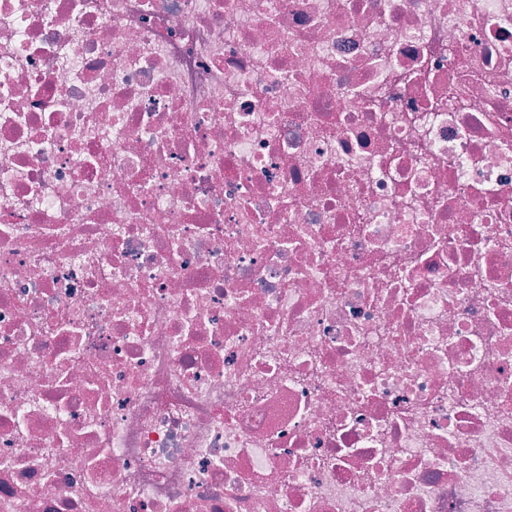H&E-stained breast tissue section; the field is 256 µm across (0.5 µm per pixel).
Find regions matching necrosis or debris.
Segmentation results:
<instances>
[{
  "label": "necrosis or debris",
  "instance_id": "obj_1",
  "mask_svg": "<svg viewBox=\"0 0 512 512\" xmlns=\"http://www.w3.org/2000/svg\"><path fill=\"white\" fill-rule=\"evenodd\" d=\"M0 512H512V0H0Z\"/></svg>",
  "mask_w": 512,
  "mask_h": 512
}]
</instances>
